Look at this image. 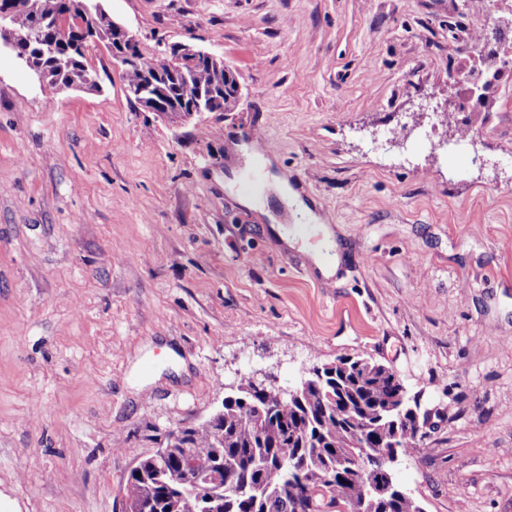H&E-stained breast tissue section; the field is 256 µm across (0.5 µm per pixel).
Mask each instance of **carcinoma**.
<instances>
[{
  "label": "carcinoma",
  "mask_w": 512,
  "mask_h": 512,
  "mask_svg": "<svg viewBox=\"0 0 512 512\" xmlns=\"http://www.w3.org/2000/svg\"><path fill=\"white\" fill-rule=\"evenodd\" d=\"M90 0H0V15L15 32V50L43 78L42 91L77 86L94 89L98 74L86 51L95 40L113 54L131 55L122 67L128 97L151 88L155 97L145 106L172 113L189 110L194 99L222 110L237 92L232 72L199 56L188 63L181 50L145 53L138 42L97 8L86 25L78 23ZM341 368L322 374L293 399L273 406L253 389L250 377L240 378L236 392L224 398L221 412L183 431L188 459L163 462L148 455L129 472L124 494L147 512H423L397 483L383 496L386 482L382 460L392 451L404 455L417 447L415 415L390 410L406 394L401 379L379 367L367 376L353 371L354 360L340 358ZM363 446L361 470L348 478L336 476L342 453L354 433ZM197 466L199 491H168L165 470Z\"/></svg>",
  "instance_id": "1"
}]
</instances>
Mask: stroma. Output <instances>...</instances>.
Listing matches in <instances>:
<instances>
[{
  "label": "stroma",
  "instance_id": "35a3bbf8",
  "mask_svg": "<svg viewBox=\"0 0 512 512\" xmlns=\"http://www.w3.org/2000/svg\"><path fill=\"white\" fill-rule=\"evenodd\" d=\"M99 3L143 51L223 58L240 97L175 121L128 98L103 43L86 52L99 90L54 94L0 50V493L123 512L129 471L242 376L288 390L364 357L430 413L395 481L425 512H512V69L481 104L448 84L477 7ZM450 102L440 147L420 146ZM465 123L478 135L449 142ZM253 125L317 215L308 234L236 153ZM329 231L325 278L311 251Z\"/></svg>",
  "mask_w": 512,
  "mask_h": 512
}]
</instances>
